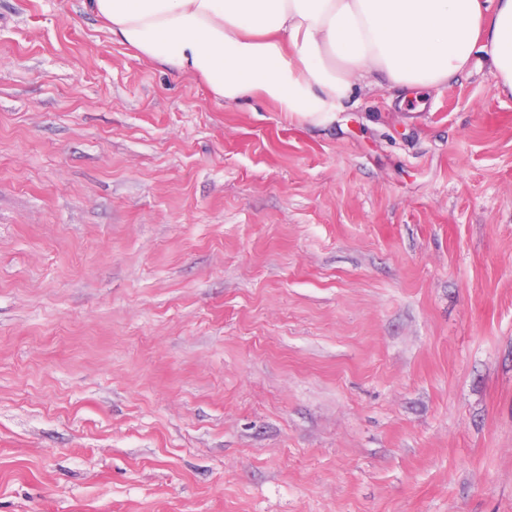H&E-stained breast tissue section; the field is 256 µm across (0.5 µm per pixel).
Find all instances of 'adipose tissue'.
<instances>
[{
  "label": "adipose tissue",
  "instance_id": "obj_1",
  "mask_svg": "<svg viewBox=\"0 0 512 512\" xmlns=\"http://www.w3.org/2000/svg\"><path fill=\"white\" fill-rule=\"evenodd\" d=\"M120 42L231 104L327 118L356 88L412 94L483 58L512 96V0H87Z\"/></svg>",
  "mask_w": 512,
  "mask_h": 512
}]
</instances>
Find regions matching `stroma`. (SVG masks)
<instances>
[{
  "instance_id": "stroma-1",
  "label": "stroma",
  "mask_w": 512,
  "mask_h": 512,
  "mask_svg": "<svg viewBox=\"0 0 512 512\" xmlns=\"http://www.w3.org/2000/svg\"><path fill=\"white\" fill-rule=\"evenodd\" d=\"M0 512H512V97L228 105L0 0Z\"/></svg>"
}]
</instances>
